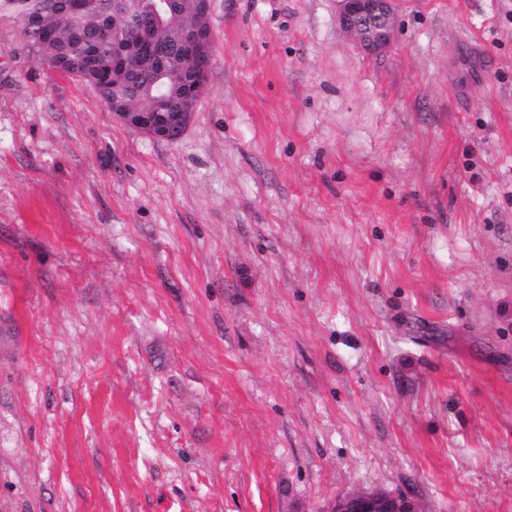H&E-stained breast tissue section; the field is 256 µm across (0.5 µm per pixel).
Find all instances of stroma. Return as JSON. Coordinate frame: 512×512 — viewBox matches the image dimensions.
Instances as JSON below:
<instances>
[{
  "label": "stroma",
  "instance_id": "1",
  "mask_svg": "<svg viewBox=\"0 0 512 512\" xmlns=\"http://www.w3.org/2000/svg\"><path fill=\"white\" fill-rule=\"evenodd\" d=\"M212 0L175 141L0 18V512H512V0ZM336 24L361 49L377 53L392 37L397 0H338ZM327 512H424L417 498L408 493L359 491L337 499Z\"/></svg>",
  "mask_w": 512,
  "mask_h": 512
}]
</instances>
